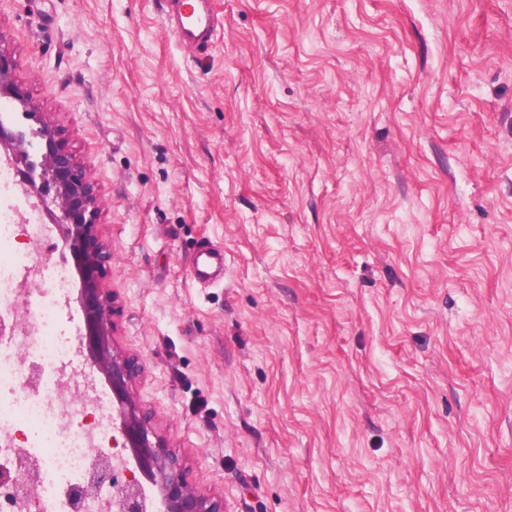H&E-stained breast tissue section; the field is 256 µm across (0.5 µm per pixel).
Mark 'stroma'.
Instances as JSON below:
<instances>
[{"label":"stroma","mask_w":512,"mask_h":512,"mask_svg":"<svg viewBox=\"0 0 512 512\" xmlns=\"http://www.w3.org/2000/svg\"><path fill=\"white\" fill-rule=\"evenodd\" d=\"M0 0L86 169L112 345L224 512H512V0ZM224 252L201 285L189 260ZM41 305L68 248L28 242ZM60 309L89 406L112 395ZM177 6L174 33L185 44L205 45L211 39L215 20L207 0H170Z\"/></svg>","instance_id":"stroma-1"}]
</instances>
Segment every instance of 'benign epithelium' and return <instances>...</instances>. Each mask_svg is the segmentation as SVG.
Here are the masks:
<instances>
[{
  "label": "benign epithelium",
  "instance_id": "1",
  "mask_svg": "<svg viewBox=\"0 0 512 512\" xmlns=\"http://www.w3.org/2000/svg\"><path fill=\"white\" fill-rule=\"evenodd\" d=\"M0 94L20 99L13 89L9 66L1 59ZM26 116L36 128L13 133L0 123V142L11 145L12 164L21 183L38 192L65 238L80 278L78 302L85 325L84 347L117 402L116 428L123 446L132 453L120 471L113 467L110 456L93 459L84 482L70 490V505L80 508L85 500L98 499L109 484L112 512H142L145 489L138 480L127 479L133 463L154 488L160 512H224V503L201 494L186 480L180 459L160 440H152L134 390L137 370L112 347V297L102 281L103 251L97 242L98 199L84 167L55 126L40 112Z\"/></svg>",
  "mask_w": 512,
  "mask_h": 512
}]
</instances>
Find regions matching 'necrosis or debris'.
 Listing matches in <instances>:
<instances>
[{"mask_svg": "<svg viewBox=\"0 0 512 512\" xmlns=\"http://www.w3.org/2000/svg\"><path fill=\"white\" fill-rule=\"evenodd\" d=\"M12 169L0 163V313L14 308L18 271L37 267L33 253L15 248V230L26 224L31 238L42 226L35 214L24 215L11 200ZM69 288L66 274H59L45 291L30 328H17L12 341L16 353L0 349V461L17 464L28 458L37 464L29 495L19 496L14 484L0 482V512H71L61 487H73L86 474L92 452L112 454L109 415L95 411L89 424L68 427L79 408L63 398L59 373L63 346L58 336L57 296ZM31 354L36 375H29L18 351Z\"/></svg>", "mask_w": 512, "mask_h": 512, "instance_id": "necrosis-or-debris-1", "label": "necrosis or debris"}]
</instances>
